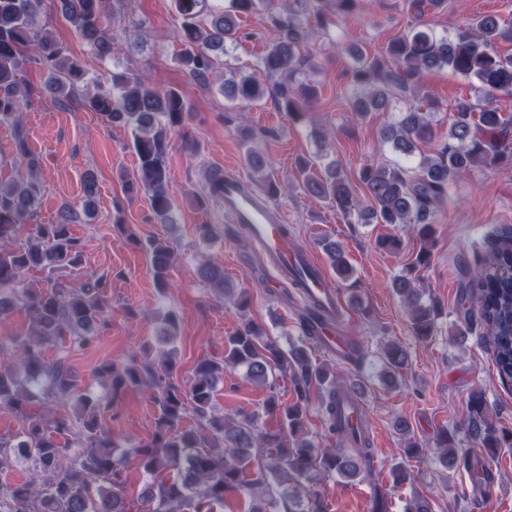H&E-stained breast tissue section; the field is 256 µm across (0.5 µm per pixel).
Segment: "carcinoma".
<instances>
[{
  "mask_svg": "<svg viewBox=\"0 0 512 512\" xmlns=\"http://www.w3.org/2000/svg\"><path fill=\"white\" fill-rule=\"evenodd\" d=\"M204 0H173L178 17L180 50L176 62L197 78L207 80L216 61L228 55L244 38L243 17L270 12L275 30L251 73L224 63L219 91L230 101L260 102L274 88L278 107L300 120L317 103L320 87L304 70L308 62L309 30L325 35L355 13L359 0H227L203 12ZM43 0H0V126L14 130L16 176L0 179V317L22 309L28 331L0 337V410L15 415V434L0 437V468L8 461L24 462L31 476L21 482L0 481V512H130L124 491L126 459L132 456L149 482L139 496L138 512H218L227 499L242 489L252 495L247 512H325L321 499L306 482L314 475L354 478L365 471L373 448L369 437L343 424L342 404L350 386L336 383V372L318 363L305 346L285 352L265 339L264 330L248 318L225 341L224 361L204 360L188 389L172 381L176 367L179 319L167 309L161 313L160 339L144 343L139 353L123 362L103 361L95 377L106 387L103 397L80 391V385L63 357L49 359L53 346L90 347L106 326V298L110 281L99 276L75 289L62 279L82 263L83 244L74 236L71 222L89 216L99 193L92 174L83 182L81 209L71 208L55 224H34L22 234L25 220L37 210L42 186L37 177L39 156L29 146L23 128L21 72L34 62L45 74L40 93L59 101L79 99L111 124L130 129L131 148L137 157L135 174L125 191L147 198L160 222L169 221L173 202L169 192L167 156L171 131L185 125L191 105L176 88L157 90L142 75L117 58L112 18L129 0H55L57 15L89 47L91 59L75 57L58 41L42 14ZM407 29L387 47V60L359 56L351 71L353 111L365 117L384 107L395 95L420 93L419 81L431 70L478 81L472 96L455 100L456 119L433 154L415 158L420 146L435 139L432 112L437 104L423 95L399 113L384 131V139L400 160L367 163L358 180L371 202L367 208L344 171L329 162L304 158L298 165L299 188L334 203L348 223L412 224L422 242L415 261L393 282L407 305L413 334L427 341L436 334L441 308L423 300L416 285L417 269L431 257L436 215L448 202V189L476 167L512 168V116L495 105L500 94H512V56L498 51L500 41L512 37V27L498 14L478 17L454 33L438 34L425 16L439 10L443 0H404ZM111 60L112 69L92 71L91 60ZM251 168L264 174L262 190L273 198L282 184L265 173L266 156L247 151ZM224 192L219 174L210 177L207 195H196L200 208L206 197ZM133 242H139L136 237ZM141 243V242H139ZM150 254L156 285L164 289L173 263L171 247L161 238L141 243ZM336 273L344 281L354 274L343 249L325 245ZM46 274L47 285L28 288L23 277L30 271ZM200 279L224 287V268L205 262L197 269ZM479 323L490 344L499 378L512 381V241L505 238L481 259L479 269L464 284L459 300L460 339ZM408 363V352L391 342L382 351L386 384H398ZM246 368L248 378L269 386L274 372L292 374L297 401L288 406L271 394L265 412L279 416L276 432L258 428L255 416H226L214 401L216 379L226 367ZM153 389L156 408L151 441L119 453V443L104 430L101 414L129 390ZM322 391L326 429L336 440L334 448H317L308 438L305 404L310 389ZM35 402L71 403L72 413L46 422L28 413ZM193 424H187V420ZM394 428L407 439L408 458L423 454L411 439L409 422ZM467 432L480 442L488 459L500 448L512 446V433L496 427L490 408L480 395L471 398ZM453 435L436 436L444 468L461 465L452 448Z\"/></svg>",
  "mask_w": 512,
  "mask_h": 512,
  "instance_id": "cac0c4a2",
  "label": "carcinoma"
}]
</instances>
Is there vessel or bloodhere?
<instances>
[{
  "instance_id": "obj_1",
  "label": "vessel or blood",
  "mask_w": 512,
  "mask_h": 512,
  "mask_svg": "<svg viewBox=\"0 0 512 512\" xmlns=\"http://www.w3.org/2000/svg\"><path fill=\"white\" fill-rule=\"evenodd\" d=\"M224 216L230 223L246 226L259 250L261 263L268 268L275 286H288L296 275L307 279L309 292L324 305L318 342L327 351L352 349L348 337L339 333L338 321L344 316L341 299L328 283L322 265L310 254H296L281 231L286 218L273 211L262 192L248 189L242 178L225 174L221 198Z\"/></svg>"
}]
</instances>
